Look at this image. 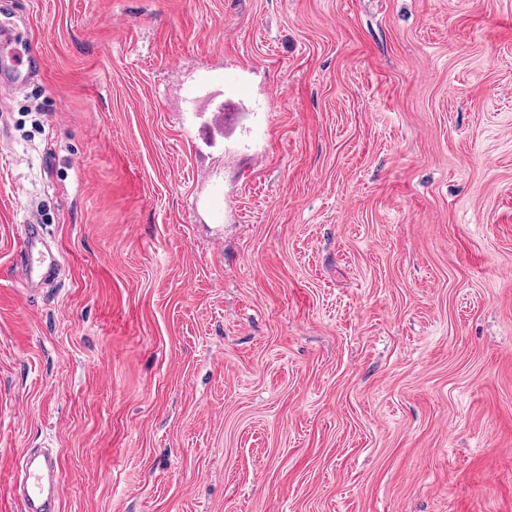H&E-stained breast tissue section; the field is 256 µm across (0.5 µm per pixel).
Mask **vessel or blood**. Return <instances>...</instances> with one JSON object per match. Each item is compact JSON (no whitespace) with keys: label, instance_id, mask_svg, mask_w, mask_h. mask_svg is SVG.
Wrapping results in <instances>:
<instances>
[{"label":"vessel or blood","instance_id":"1","mask_svg":"<svg viewBox=\"0 0 512 512\" xmlns=\"http://www.w3.org/2000/svg\"><path fill=\"white\" fill-rule=\"evenodd\" d=\"M16 36L12 29L0 26V84L22 87L32 82L40 69L28 50L13 51ZM16 257L28 294L36 295L55 272L57 261L51 253L44 228L36 218H28L19 240ZM62 488L59 459L52 452H24L20 468L11 485L21 500L23 512H56Z\"/></svg>","mask_w":512,"mask_h":512}]
</instances>
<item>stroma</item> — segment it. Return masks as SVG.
Returning <instances> with one entry per match:
<instances>
[{
    "label": "stroma",
    "mask_w": 512,
    "mask_h": 512,
    "mask_svg": "<svg viewBox=\"0 0 512 512\" xmlns=\"http://www.w3.org/2000/svg\"><path fill=\"white\" fill-rule=\"evenodd\" d=\"M20 17L0 512L27 448L57 512H512V0ZM32 213L65 267L33 301Z\"/></svg>",
    "instance_id": "obj_1"
}]
</instances>
